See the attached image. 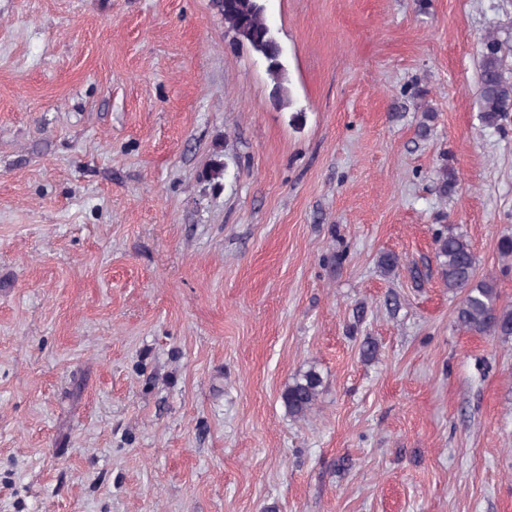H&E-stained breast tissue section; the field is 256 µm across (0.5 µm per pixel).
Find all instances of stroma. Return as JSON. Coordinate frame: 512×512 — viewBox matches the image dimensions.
<instances>
[{
    "label": "stroma",
    "mask_w": 512,
    "mask_h": 512,
    "mask_svg": "<svg viewBox=\"0 0 512 512\" xmlns=\"http://www.w3.org/2000/svg\"><path fill=\"white\" fill-rule=\"evenodd\" d=\"M263 4L287 105L212 0H0V512H512V341L433 244L512 304V0ZM477 104L487 125H497L512 112V77L506 75L504 58L494 36L484 42L479 66ZM435 258L444 286L463 292L454 310L455 325L471 334L512 339V305H501L494 282H476L474 251L462 235L437 232L434 238ZM322 377L315 368L297 375L283 389L281 402L294 418L305 417L316 405L322 388Z\"/></svg>",
    "instance_id": "1"
}]
</instances>
